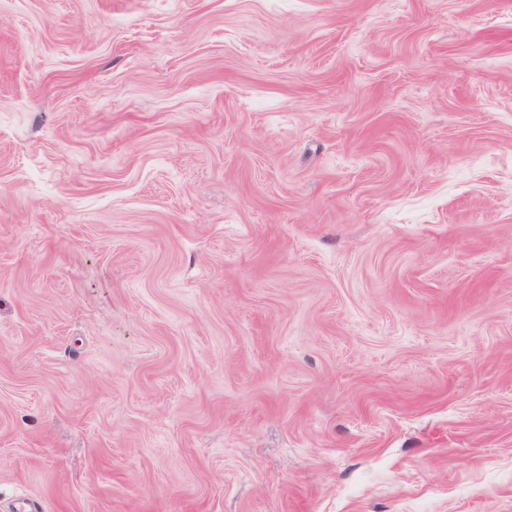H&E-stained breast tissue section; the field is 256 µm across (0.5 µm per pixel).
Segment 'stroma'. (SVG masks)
I'll return each instance as SVG.
<instances>
[{
  "label": "stroma",
  "mask_w": 512,
  "mask_h": 512,
  "mask_svg": "<svg viewBox=\"0 0 512 512\" xmlns=\"http://www.w3.org/2000/svg\"><path fill=\"white\" fill-rule=\"evenodd\" d=\"M512 512V0H0V512Z\"/></svg>",
  "instance_id": "stroma-1"
}]
</instances>
